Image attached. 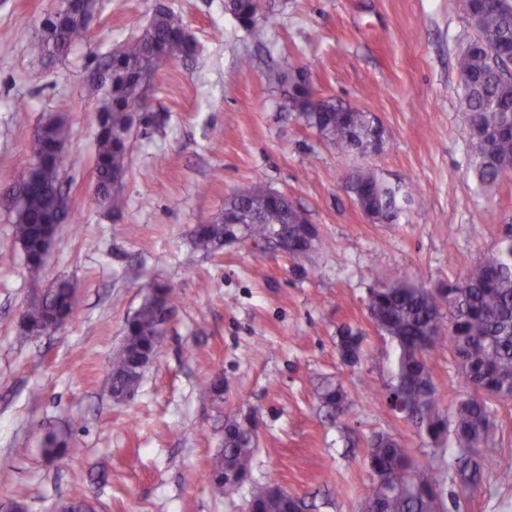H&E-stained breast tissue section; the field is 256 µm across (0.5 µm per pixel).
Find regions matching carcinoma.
<instances>
[{"label": "carcinoma", "instance_id": "carcinoma-1", "mask_svg": "<svg viewBox=\"0 0 512 512\" xmlns=\"http://www.w3.org/2000/svg\"><path fill=\"white\" fill-rule=\"evenodd\" d=\"M469 26L479 38L468 40L457 59L464 102L470 112L466 134L474 149L473 171L480 188L494 192L512 171V134L502 136L499 127L512 125V78L504 74L505 63L491 57L490 44L512 45V0H498L496 7L479 10L475 0H461ZM237 21L255 27L259 21L258 0H229ZM98 0H74L49 14L43 35L30 41L36 55L62 53L82 37L93 20ZM195 40L182 17L164 5L157 7L142 32L123 43L105 67L112 71V84L96 82L104 90V104L97 113L94 175L97 204L117 203L114 187L129 170L132 114L146 110L144 83L159 67L194 54ZM267 81L288 86L291 107L319 135L344 151L364 152L373 147L375 119L364 109L331 100L312 101L306 81L297 73L271 70ZM59 112L37 128L27 159L18 167L14 186L23 189L12 196L15 237L28 277L36 280L62 224L73 222L67 197L61 190L66 156L61 151L67 138L62 100ZM350 192L364 210L378 215V223L392 224L401 208L396 192L375 169L369 167L347 177ZM232 204L250 215L244 224H226L218 216L209 224L190 229L195 248L216 254L224 245L240 239L292 247L294 261L306 257L310 248L300 244L308 220L286 199L257 183L240 185ZM370 288L365 307L379 335L393 344L395 357L386 393L400 395L415 410L424 432L437 447L455 448L461 455L476 456V467L490 461L495 451L493 404L512 401V233L497 249L473 265L464 278L446 288L432 290L406 272L381 280ZM77 289L60 279L20 314L21 334L49 335L73 313ZM177 295L165 285H155L134 316L126 323L123 343L108 363L112 398L131 397L143 377L145 362L154 354ZM363 336L351 328L338 336L337 351L343 363L352 365L362 357ZM450 355L461 376L464 397L444 412L432 379L429 362ZM316 399L331 410L344 411L348 395L342 385L324 379L313 385ZM369 469L380 474L382 484L366 498L367 512H443L438 492L437 469L419 463L398 439L378 434L369 444ZM79 449L70 447L65 434L48 433L42 453L51 459L70 460ZM255 454L253 424L232 419L224 427V449L212 460L211 492L223 495L232 477L245 479ZM299 499L275 490L256 488L249 512H294Z\"/></svg>", "mask_w": 512, "mask_h": 512}]
</instances>
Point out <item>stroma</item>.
Masks as SVG:
<instances>
[{
    "label": "stroma",
    "mask_w": 512,
    "mask_h": 512,
    "mask_svg": "<svg viewBox=\"0 0 512 512\" xmlns=\"http://www.w3.org/2000/svg\"><path fill=\"white\" fill-rule=\"evenodd\" d=\"M161 3L181 13L196 52L151 79L118 205L101 207L91 171L102 96L92 76ZM60 4L0 0V186L68 100L63 180L76 216L35 285L14 215L0 206V471L11 474L0 508L18 501L51 512L79 485L98 512H249L253 488L274 483L303 512H361L373 485L367 449L384 433L435 465L447 512H512V484L498 479L512 469V401L495 408L493 464L461 489L454 450L435 454L420 424L388 411L393 351L364 305L369 287L397 271L433 289L454 282L512 225V174L491 195L472 169L459 0H259L254 30L224 0H99L86 42L32 54L29 40ZM271 69L302 71L320 98L367 110L384 129L379 151L344 153L305 127L268 85ZM366 165L411 195L397 223H370L348 193L347 175ZM246 181L287 194L316 225L302 268L249 240L214 256L194 249L190 229L211 223ZM61 278L78 291L64 328L21 336L22 309ZM155 283L180 302L135 396L117 404L106 363ZM345 325L364 337L353 366L337 352ZM216 376L226 381L220 402L201 391ZM326 378L348 394L343 413L310 390ZM232 415L253 421L256 451L246 479L217 498L211 461ZM49 431L70 434L80 456L46 460Z\"/></svg>",
    "instance_id": "35a3bbf8"
}]
</instances>
